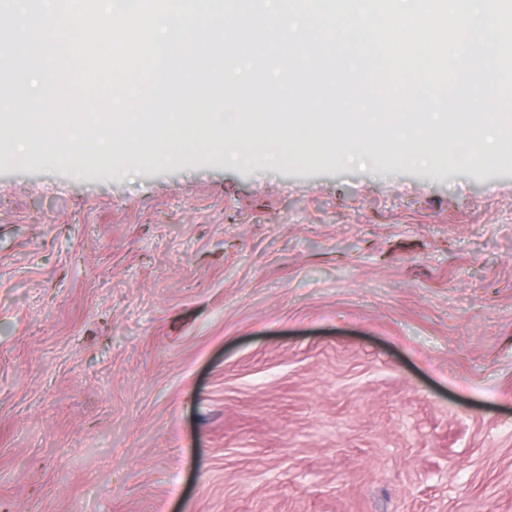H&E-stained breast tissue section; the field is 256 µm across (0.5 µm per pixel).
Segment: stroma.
I'll use <instances>...</instances> for the list:
<instances>
[{"mask_svg": "<svg viewBox=\"0 0 512 512\" xmlns=\"http://www.w3.org/2000/svg\"><path fill=\"white\" fill-rule=\"evenodd\" d=\"M389 134L116 167L0 128V512H512V150Z\"/></svg>", "mask_w": 512, "mask_h": 512, "instance_id": "1", "label": "stroma"}]
</instances>
